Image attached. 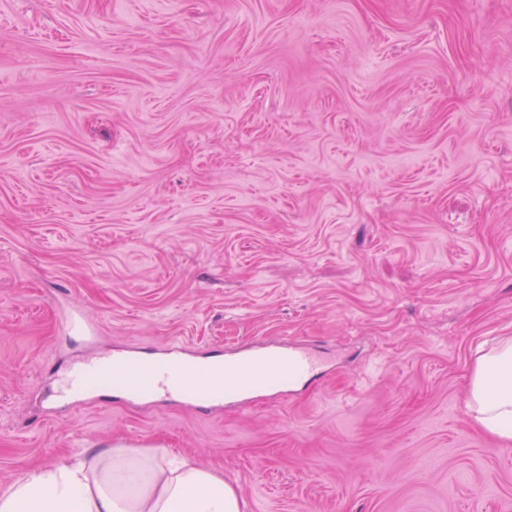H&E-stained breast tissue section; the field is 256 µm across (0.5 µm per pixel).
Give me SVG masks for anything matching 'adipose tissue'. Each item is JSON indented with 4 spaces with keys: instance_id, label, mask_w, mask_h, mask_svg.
<instances>
[{
    "instance_id": "1",
    "label": "adipose tissue",
    "mask_w": 512,
    "mask_h": 512,
    "mask_svg": "<svg viewBox=\"0 0 512 512\" xmlns=\"http://www.w3.org/2000/svg\"><path fill=\"white\" fill-rule=\"evenodd\" d=\"M467 408L512 445V337L480 348ZM0 512H246L222 472L156 448H90L0 485Z\"/></svg>"
}]
</instances>
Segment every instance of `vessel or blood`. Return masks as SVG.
<instances>
[{"label": "vessel or blood", "mask_w": 512, "mask_h": 512, "mask_svg": "<svg viewBox=\"0 0 512 512\" xmlns=\"http://www.w3.org/2000/svg\"><path fill=\"white\" fill-rule=\"evenodd\" d=\"M320 365L315 354L296 343L268 346L255 356H230L223 365L210 367L192 360L179 344L150 358L109 351L75 369L62 395L76 405L86 393L98 389H117L128 400L140 402L175 393L203 406L313 376Z\"/></svg>", "instance_id": "vessel-or-blood-1"}]
</instances>
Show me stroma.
Masks as SVG:
<instances>
[{
  "label": "stroma",
  "instance_id": "stroma-1",
  "mask_svg": "<svg viewBox=\"0 0 512 512\" xmlns=\"http://www.w3.org/2000/svg\"><path fill=\"white\" fill-rule=\"evenodd\" d=\"M512 336V0H0V483L115 442L248 512H512L469 414ZM307 344L209 411L88 393L117 348Z\"/></svg>",
  "mask_w": 512,
  "mask_h": 512
}]
</instances>
